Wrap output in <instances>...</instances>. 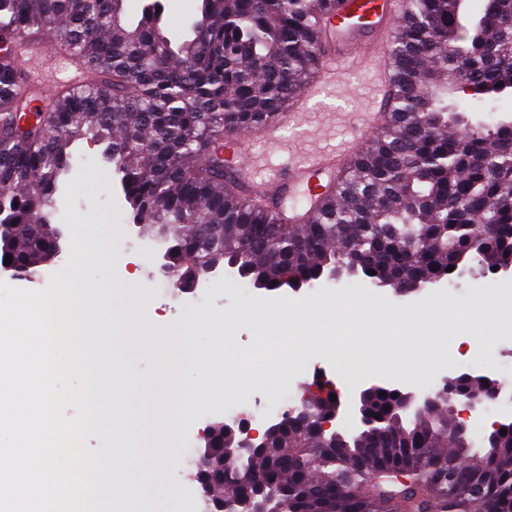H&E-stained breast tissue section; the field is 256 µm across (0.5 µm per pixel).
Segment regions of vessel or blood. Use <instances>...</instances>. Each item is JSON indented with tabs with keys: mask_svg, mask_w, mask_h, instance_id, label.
Listing matches in <instances>:
<instances>
[{
	"mask_svg": "<svg viewBox=\"0 0 512 512\" xmlns=\"http://www.w3.org/2000/svg\"><path fill=\"white\" fill-rule=\"evenodd\" d=\"M406 6V0H343L340 9L322 15V34L331 53L322 60L314 79L315 87L336 83L344 72L363 67L371 68L380 78H387L390 62L384 43L392 24ZM311 98V92H304L295 108L275 114L261 126L260 132L270 147H282L281 129L298 123L300 116L307 112ZM386 119L387 114L382 109L350 114L348 120L357 138L347 143L346 154L315 150L303 155L301 161L289 169L287 177L274 178L267 187V194L278 206L280 222L303 223L335 183L348 162V152L357 149L358 137L381 128ZM246 140V135L230 132L223 141L226 161L240 170L251 165V156L244 148Z\"/></svg>",
	"mask_w": 512,
	"mask_h": 512,
	"instance_id": "b4317fda",
	"label": "vessel or blood"
}]
</instances>
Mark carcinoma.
Segmentation results:
<instances>
[{"instance_id": "obj_1", "label": "carcinoma", "mask_w": 512, "mask_h": 512, "mask_svg": "<svg viewBox=\"0 0 512 512\" xmlns=\"http://www.w3.org/2000/svg\"><path fill=\"white\" fill-rule=\"evenodd\" d=\"M124 2L0 0V211L15 226L0 255L26 275L54 260L49 209L80 141L102 147L133 221L187 280L234 259L241 278L269 291L333 274L424 288L512 266V116L476 117L512 90V0H410L389 48L391 121L350 160L336 195L289 226L244 193L216 141L256 128L302 90L326 54L313 29L323 0H201L176 41L146 14L124 23ZM47 28L88 78L31 120L14 53ZM430 395L413 417L378 395L368 412L384 422L334 439L313 421L283 422L267 438L274 461L224 468V512L254 486L287 512L512 508V427L475 451L442 390ZM431 453L479 474L487 498L438 478ZM335 476L345 477L339 494L319 485Z\"/></svg>"}]
</instances>
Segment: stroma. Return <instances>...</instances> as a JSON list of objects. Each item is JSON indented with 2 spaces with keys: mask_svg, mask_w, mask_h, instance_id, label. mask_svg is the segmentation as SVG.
Segmentation results:
<instances>
[{
  "mask_svg": "<svg viewBox=\"0 0 512 512\" xmlns=\"http://www.w3.org/2000/svg\"><path fill=\"white\" fill-rule=\"evenodd\" d=\"M373 96L372 74L365 69L351 71L342 82L327 90L302 123L288 127L283 136L300 151L316 144L339 147L353 134L346 113L369 109ZM72 152L71 173L79 178L77 192L70 202L64 194H57L50 224L67 228L65 206L69 203L79 217L86 219L85 235L92 240L91 256L85 265L88 283L111 289L116 299L134 300L142 323L154 325L157 330H165L173 322L183 323L191 348L215 352L218 359L255 349L257 336L242 323V316L249 313L271 316L283 311L282 300L291 297V290H259L244 279H229L221 274L191 293L174 287L171 280L158 273L154 262L155 255L163 251V244L131 221L120 179L112 166L103 161L99 147L80 142L73 146ZM346 290L354 291L357 301L370 307L369 323L377 328L371 346L378 358L383 359L389 354L390 326L395 311L427 306L436 309L448 301H466L497 293L511 297L512 274L468 278L458 285L442 281L403 298L397 297L391 288H375L356 277L325 282L303 289L302 294L311 302L322 304ZM226 327L232 330L227 344L218 338ZM419 331L436 332L441 362L415 378L388 371L382 374V381L403 390L430 391L438 389L442 378L449 373L468 372L490 376L512 387V328H487L489 341L480 346L469 345L459 334L449 332L437 317L421 325ZM158 363L159 358L154 354L139 357L135 378L122 385L124 402L112 407L111 430L88 436L86 444L90 449L102 452L109 447L120 448L133 429L145 426L154 418L151 405L142 401L141 394L155 378ZM310 382L306 368L300 366L275 391L232 378L226 382L224 397L217 398L211 391L200 390L196 371L188 370L187 392L178 391L170 396L176 406L186 409V418L174 439L176 460L164 477L174 496L136 499L128 505L130 512H201L197 453L200 429L207 423L223 420L226 406L239 404L249 406L253 428L265 430L278 414L298 405Z\"/></svg>",
  "mask_w": 512,
  "mask_h": 512,
  "instance_id": "1",
  "label": "stroma"
}]
</instances>
